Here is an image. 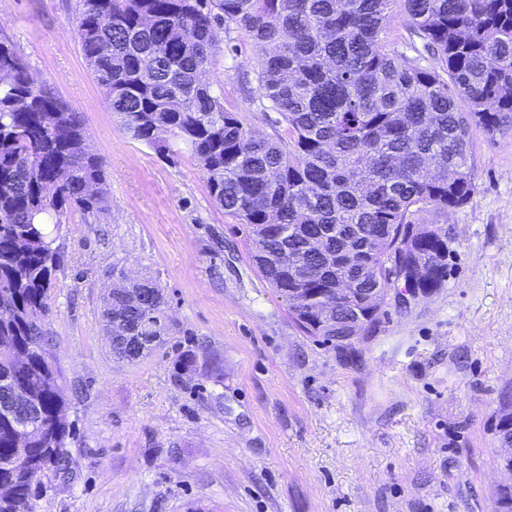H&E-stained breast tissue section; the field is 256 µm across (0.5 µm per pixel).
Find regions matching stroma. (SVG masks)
<instances>
[{
    "mask_svg": "<svg viewBox=\"0 0 512 512\" xmlns=\"http://www.w3.org/2000/svg\"><path fill=\"white\" fill-rule=\"evenodd\" d=\"M77 3L0 0V37L80 112L106 165V210L62 218L46 329L70 464L39 477L36 512H493L512 487L499 442L512 415V137L477 140L476 193L448 213L444 288L388 298L349 360L294 324L191 152L126 133L80 51ZM218 43L208 77L225 108L271 135L274 113L241 87L251 41L227 24ZM116 265L166 302V334L132 361L105 330Z\"/></svg>",
    "mask_w": 512,
    "mask_h": 512,
    "instance_id": "1",
    "label": "stroma"
}]
</instances>
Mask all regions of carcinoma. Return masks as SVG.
<instances>
[{
  "mask_svg": "<svg viewBox=\"0 0 512 512\" xmlns=\"http://www.w3.org/2000/svg\"><path fill=\"white\" fill-rule=\"evenodd\" d=\"M402 42L387 39L395 7ZM233 24L257 51L250 99L275 112L258 138L200 82L218 51L215 26ZM83 58L132 139L180 140L199 161L212 200L248 230L261 275L283 301L296 278L308 309L289 311L307 336L355 356L345 288L397 287L398 240L416 239L427 270L417 288L448 276V211L475 192L473 131L512 133V0H79ZM0 300L13 311L0 333L12 348L42 337L61 253V216L106 209L105 162L82 147L79 113L0 39ZM467 102L461 111L457 100ZM324 249L313 247L316 238ZM129 336L166 333L164 297L142 279L114 294ZM331 312L326 321L318 312ZM14 385L39 395L45 428L17 447L25 423L0 413V477L12 483L0 512H35L11 464L47 458L70 426L60 376L44 346L28 364L0 354V405Z\"/></svg>",
  "mask_w": 512,
  "mask_h": 512,
  "instance_id": "carcinoma-1",
  "label": "carcinoma"
}]
</instances>
